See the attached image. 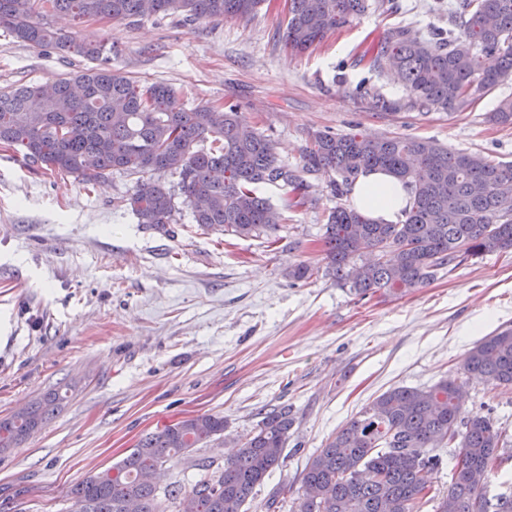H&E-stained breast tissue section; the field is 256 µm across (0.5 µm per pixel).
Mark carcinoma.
Segmentation results:
<instances>
[{
    "instance_id": "obj_1",
    "label": "carcinoma",
    "mask_w": 512,
    "mask_h": 512,
    "mask_svg": "<svg viewBox=\"0 0 512 512\" xmlns=\"http://www.w3.org/2000/svg\"><path fill=\"white\" fill-rule=\"evenodd\" d=\"M262 0H0V28L45 50H70L87 65L49 85H22L0 93V147L36 166L84 183L112 172L138 175L122 198L138 223L170 232L175 197L207 231L239 238L271 236L284 212L307 202L308 185L276 156L269 136L245 119L239 106L193 108L160 82L135 81L112 69V47L103 38H79L53 28L46 17L126 20L145 16L199 20L251 17ZM282 39L307 50L368 8L367 0H290ZM448 17L461 27L433 30L420 39L403 26L390 29L372 59L392 68L412 107H462L512 76V0H451ZM485 56L498 69L482 67ZM489 119L512 125V99L501 100ZM392 172L410 187L404 219L378 224L336 204L323 225L326 269L336 283L364 298L377 292L404 296L428 286L438 273L463 261L512 250V197L497 194L512 182V163L450 152L438 143L361 131L316 133L303 155L302 171L336 175L330 190L341 198L367 169ZM176 174L169 186L142 176ZM284 185L283 209L258 194L262 185ZM362 274L355 273L356 268ZM462 374L512 384V330L483 338L465 355ZM456 379L428 390L390 388L348 420L312 455L301 473L299 512H512V492L489 496L491 479L505 457L502 433L487 416L468 417L457 401ZM56 395L26 409L19 419L0 418V452L28 436L54 411ZM292 421L286 413L265 416L258 428L224 459H196L193 450L224 434V417L202 414L164 427L142 439L110 469L91 474L70 489L72 512H125L133 498L137 512H166V503L196 494V512H246L254 488L285 460ZM456 445L448 472V493L438 497L425 478L437 470L435 449ZM172 454L190 457L192 467L210 472L191 491L140 480L141 471ZM482 473L477 487L469 473Z\"/></svg>"
}]
</instances>
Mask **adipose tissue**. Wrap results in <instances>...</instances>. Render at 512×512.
<instances>
[{"label":"adipose tissue","mask_w":512,"mask_h":512,"mask_svg":"<svg viewBox=\"0 0 512 512\" xmlns=\"http://www.w3.org/2000/svg\"><path fill=\"white\" fill-rule=\"evenodd\" d=\"M409 196L403 181L380 169L362 173L350 193L355 209L372 220L389 224L402 219Z\"/></svg>","instance_id":"obj_1"}]
</instances>
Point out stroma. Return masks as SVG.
Instances as JSON below:
<instances>
[{"mask_svg": "<svg viewBox=\"0 0 512 512\" xmlns=\"http://www.w3.org/2000/svg\"><path fill=\"white\" fill-rule=\"evenodd\" d=\"M289 0L248 19L184 24L49 23L112 43V66L173 87L186 106L239 105L280 160L302 166L312 135L352 127L432 139L451 151L512 161V125L489 122L512 77L466 108H411L403 84L367 57L385 33L447 28L437 0H369L365 14L298 53L281 39ZM0 30V91L78 70ZM307 204L275 244L203 231L180 205L172 235L143 229L119 199L135 177L83 185L0 150V417L49 392L64 400L0 453V512H68L70 488L121 461L144 436L187 417L224 416L223 437L196 457L224 459L265 413L292 420L287 457L253 491L249 512L278 487L277 512H298L301 472L336 431L382 392L429 389L456 376L482 337L512 329V252L462 262L403 297L367 298L326 273L322 226L335 206L328 174L306 175ZM315 267L307 281L290 267ZM465 415L493 419L506 461L491 493L512 491V385H463Z\"/></svg>", "mask_w": 512, "mask_h": 512, "instance_id": "1", "label": "stroma"}]
</instances>
